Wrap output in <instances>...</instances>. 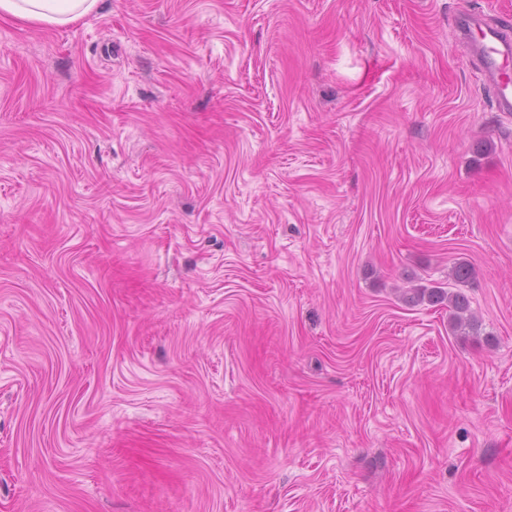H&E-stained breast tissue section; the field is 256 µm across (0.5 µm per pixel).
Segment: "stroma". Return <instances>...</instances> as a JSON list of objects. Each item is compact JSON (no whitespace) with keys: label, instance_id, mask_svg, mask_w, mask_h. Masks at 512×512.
<instances>
[{"label":"stroma","instance_id":"obj_1","mask_svg":"<svg viewBox=\"0 0 512 512\" xmlns=\"http://www.w3.org/2000/svg\"><path fill=\"white\" fill-rule=\"evenodd\" d=\"M512 0L0 18V512H512ZM460 287L480 320L401 291ZM456 37L480 71L497 111L512 112V36L510 27L491 25L474 14H461Z\"/></svg>","mask_w":512,"mask_h":512}]
</instances>
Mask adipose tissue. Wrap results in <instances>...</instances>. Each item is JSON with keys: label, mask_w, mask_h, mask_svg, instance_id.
Masks as SVG:
<instances>
[{"label": "adipose tissue", "mask_w": 512, "mask_h": 512, "mask_svg": "<svg viewBox=\"0 0 512 512\" xmlns=\"http://www.w3.org/2000/svg\"><path fill=\"white\" fill-rule=\"evenodd\" d=\"M99 0H0V17L48 26L77 24Z\"/></svg>", "instance_id": "1"}]
</instances>
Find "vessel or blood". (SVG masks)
<instances>
[{"label": "vessel or blood", "instance_id": "b4317fda", "mask_svg": "<svg viewBox=\"0 0 512 512\" xmlns=\"http://www.w3.org/2000/svg\"><path fill=\"white\" fill-rule=\"evenodd\" d=\"M456 37L477 66L498 111L512 112V29L461 14Z\"/></svg>", "mask_w": 512, "mask_h": 512}]
</instances>
